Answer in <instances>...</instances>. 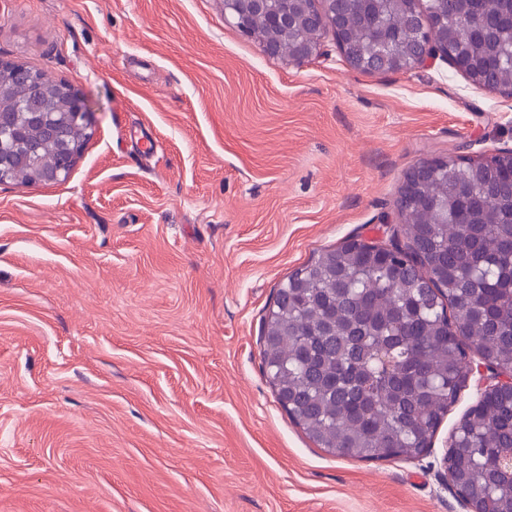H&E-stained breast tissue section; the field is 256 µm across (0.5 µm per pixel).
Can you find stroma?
Here are the masks:
<instances>
[{
	"mask_svg": "<svg viewBox=\"0 0 512 512\" xmlns=\"http://www.w3.org/2000/svg\"><path fill=\"white\" fill-rule=\"evenodd\" d=\"M1 58L96 123L65 181L0 185V512H467L442 458L478 377L420 458L335 457L260 336L318 251L388 243L414 165L512 150V96L330 35L272 59L224 0H0Z\"/></svg>",
	"mask_w": 512,
	"mask_h": 512,
	"instance_id": "stroma-1",
	"label": "stroma"
}]
</instances>
